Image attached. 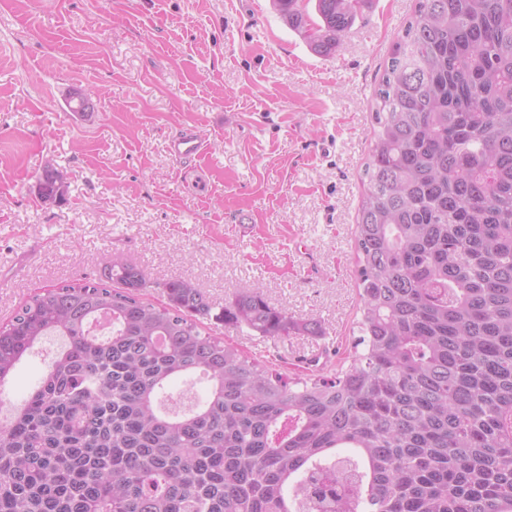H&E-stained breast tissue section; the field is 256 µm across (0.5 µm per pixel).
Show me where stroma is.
I'll return each mask as SVG.
<instances>
[{
    "label": "stroma",
    "instance_id": "35a3bbf8",
    "mask_svg": "<svg viewBox=\"0 0 512 512\" xmlns=\"http://www.w3.org/2000/svg\"><path fill=\"white\" fill-rule=\"evenodd\" d=\"M416 0H364L332 54L313 53L272 0H0V322L34 293L98 274L113 253L143 297L191 280L214 308L262 287L328 337L204 332L289 377L354 359L355 216L373 95ZM96 118L68 119L74 91ZM198 158L168 149L182 128ZM67 169L63 202L36 177ZM64 340L45 337L5 395L23 403ZM319 353L314 367L299 358Z\"/></svg>",
    "mask_w": 512,
    "mask_h": 512
}]
</instances>
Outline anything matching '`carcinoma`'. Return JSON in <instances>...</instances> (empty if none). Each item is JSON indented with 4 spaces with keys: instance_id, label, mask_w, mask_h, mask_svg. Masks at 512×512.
I'll list each match as a JSON object with an SVG mask.
<instances>
[{
    "instance_id": "obj_1",
    "label": "carcinoma",
    "mask_w": 512,
    "mask_h": 512,
    "mask_svg": "<svg viewBox=\"0 0 512 512\" xmlns=\"http://www.w3.org/2000/svg\"><path fill=\"white\" fill-rule=\"evenodd\" d=\"M273 0L327 56L361 0ZM356 358L290 380L202 319L327 334L261 286L219 312L114 255L0 325V512H512V0H418L375 92ZM48 165L37 196H64ZM118 287H113V284ZM62 336L19 407L3 388ZM202 372L204 400L172 381Z\"/></svg>"
}]
</instances>
